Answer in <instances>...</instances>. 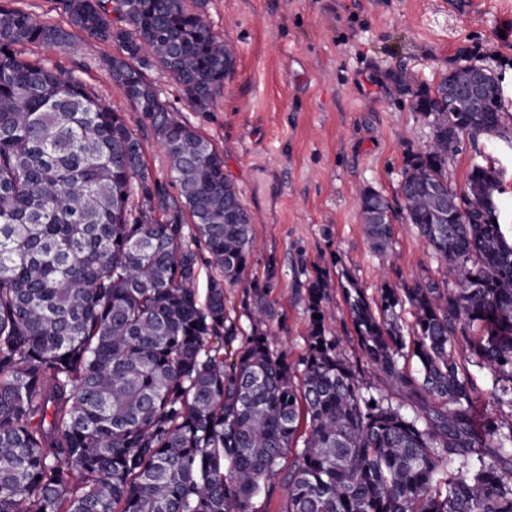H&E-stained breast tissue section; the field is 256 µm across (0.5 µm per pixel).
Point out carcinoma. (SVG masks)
<instances>
[{
  "instance_id": "cac0c4a2",
  "label": "carcinoma",
  "mask_w": 512,
  "mask_h": 512,
  "mask_svg": "<svg viewBox=\"0 0 512 512\" xmlns=\"http://www.w3.org/2000/svg\"><path fill=\"white\" fill-rule=\"evenodd\" d=\"M55 2L66 29L0 0V512H258L279 475L278 512H512L501 180L475 165L462 191L448 183L462 135L502 133L499 88L455 112L446 74L416 95L433 137L406 158L403 218L453 283L384 278L373 299L348 275L339 284L363 356L406 394L395 399L364 386L327 335L323 272L308 283L301 378L270 350L272 307L257 289L236 358L207 349L236 336L224 289L240 282L252 225L224 154L146 74L161 68L192 111H211L234 56L204 0ZM77 33L118 46L101 63L165 150L167 176L150 175L144 136L76 69L22 55ZM358 202L366 237L386 251L389 203L370 187ZM202 261L215 270L203 295ZM472 362L493 376L494 410L478 409Z\"/></svg>"
}]
</instances>
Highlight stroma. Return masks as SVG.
<instances>
[{
  "label": "stroma",
  "mask_w": 512,
  "mask_h": 512,
  "mask_svg": "<svg viewBox=\"0 0 512 512\" xmlns=\"http://www.w3.org/2000/svg\"><path fill=\"white\" fill-rule=\"evenodd\" d=\"M213 30L235 57V71L211 112L198 114L161 69L148 76L185 121L224 153V173L241 192L257 246L237 287L226 289L228 316L240 334L209 349L231 358L252 330L244 308L249 288L265 290L276 316L267 325L273 353L300 363L307 351V286L316 272L349 274L367 294L381 278L395 285L444 279L414 225L394 219L387 253L365 237L356 191L369 186L393 209L408 151H420L432 126L414 109L415 92L434 88L457 63L489 67L503 88L508 137H462L448 158V181L463 189L475 163L491 160L503 191L497 216L512 236V0H207ZM114 45L80 35L65 49L27 47L83 79L118 112L128 105L100 65ZM409 71L415 91L398 83ZM330 306L331 334L357 365L365 386L379 373L360 353L340 296Z\"/></svg>",
  "instance_id": "obj_1"
}]
</instances>
